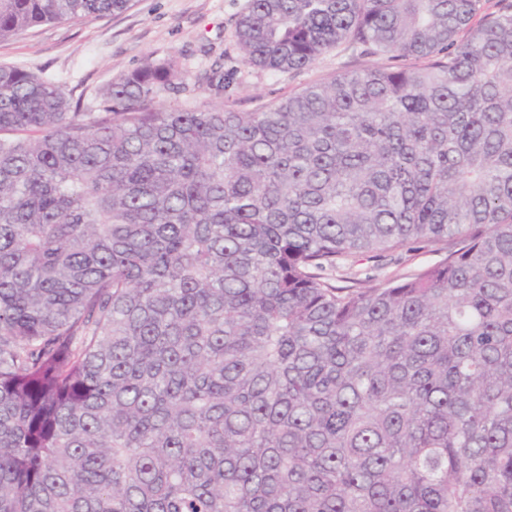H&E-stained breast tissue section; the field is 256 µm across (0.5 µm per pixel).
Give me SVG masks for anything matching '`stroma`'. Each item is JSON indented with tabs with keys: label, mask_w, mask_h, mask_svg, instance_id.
Returning a JSON list of instances; mask_svg holds the SVG:
<instances>
[{
	"label": "stroma",
	"mask_w": 512,
	"mask_h": 512,
	"mask_svg": "<svg viewBox=\"0 0 512 512\" xmlns=\"http://www.w3.org/2000/svg\"><path fill=\"white\" fill-rule=\"evenodd\" d=\"M248 0H133L120 13L75 24H44L0 42V64L21 67L93 99L113 77L141 66L146 58L176 56L189 71L194 92L168 95L187 106L210 98L206 77L213 68L229 76L224 105L257 112L336 73L373 65L361 49L343 45L298 72H277L242 62L236 46V22ZM446 245L426 242L375 256L357 254L329 278L339 286L369 288L388 278L422 271L443 259Z\"/></svg>",
	"instance_id": "obj_1"
}]
</instances>
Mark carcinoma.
I'll list each match as a JSON object with an SVG mask.
<instances>
[{
  "label": "carcinoma",
  "instance_id": "carcinoma-1",
  "mask_svg": "<svg viewBox=\"0 0 512 512\" xmlns=\"http://www.w3.org/2000/svg\"><path fill=\"white\" fill-rule=\"evenodd\" d=\"M131 0H0V42ZM249 0L258 112L174 56L0 65V512H512V4ZM453 237L372 288L324 272Z\"/></svg>",
  "mask_w": 512,
  "mask_h": 512
}]
</instances>
